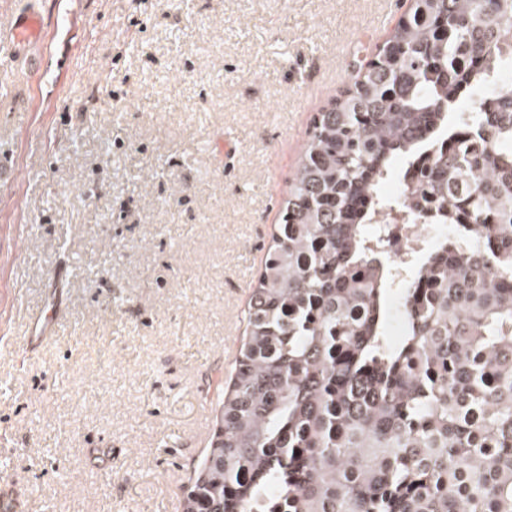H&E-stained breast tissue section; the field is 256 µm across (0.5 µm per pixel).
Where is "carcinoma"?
I'll use <instances>...</instances> for the list:
<instances>
[{"mask_svg":"<svg viewBox=\"0 0 512 512\" xmlns=\"http://www.w3.org/2000/svg\"><path fill=\"white\" fill-rule=\"evenodd\" d=\"M508 71L512 0H413L315 115L181 512H512ZM414 230L417 236L408 234H399L397 241L398 255H403L410 249H416L422 246L424 242L429 241L433 237H440L452 234V225L449 224H418Z\"/></svg>","mask_w":512,"mask_h":512,"instance_id":"1","label":"carcinoma"}]
</instances>
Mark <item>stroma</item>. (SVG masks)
<instances>
[{
    "label": "stroma",
    "mask_w": 512,
    "mask_h": 512,
    "mask_svg": "<svg viewBox=\"0 0 512 512\" xmlns=\"http://www.w3.org/2000/svg\"><path fill=\"white\" fill-rule=\"evenodd\" d=\"M410 7L0 0V512H179L312 120ZM40 21L36 14L28 13L16 18L11 37L18 47H26L37 38Z\"/></svg>",
    "instance_id": "35a3bbf8"
}]
</instances>
